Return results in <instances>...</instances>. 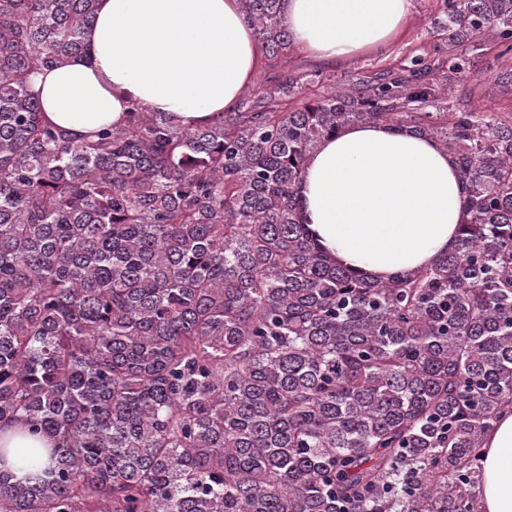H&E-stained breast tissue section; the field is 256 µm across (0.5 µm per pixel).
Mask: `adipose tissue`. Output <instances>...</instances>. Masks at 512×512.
<instances>
[{
	"label": "adipose tissue",
	"instance_id": "1",
	"mask_svg": "<svg viewBox=\"0 0 512 512\" xmlns=\"http://www.w3.org/2000/svg\"><path fill=\"white\" fill-rule=\"evenodd\" d=\"M411 0H286L298 47L347 59L391 41ZM85 53L34 71L30 90L47 121L82 138L123 120L130 102L208 123L234 108L260 47L239 0H97ZM303 218L340 264L385 280L451 250L465 187L447 151L378 124L321 142L299 188ZM484 512H512V413L482 450Z\"/></svg>",
	"mask_w": 512,
	"mask_h": 512
}]
</instances>
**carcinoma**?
Masks as SVG:
<instances>
[{
    "instance_id": "cac0c4a2",
    "label": "carcinoma",
    "mask_w": 512,
    "mask_h": 512,
    "mask_svg": "<svg viewBox=\"0 0 512 512\" xmlns=\"http://www.w3.org/2000/svg\"><path fill=\"white\" fill-rule=\"evenodd\" d=\"M448 59L414 56L288 108L185 125L133 102L78 139L30 74L84 50L96 0H0V423L48 448L0 470V512H483L482 448L512 412V119L427 112L433 74L512 51V0H440ZM288 54L285 0H241ZM431 139L467 192L455 247L378 280L304 223L326 137Z\"/></svg>"
}]
</instances>
